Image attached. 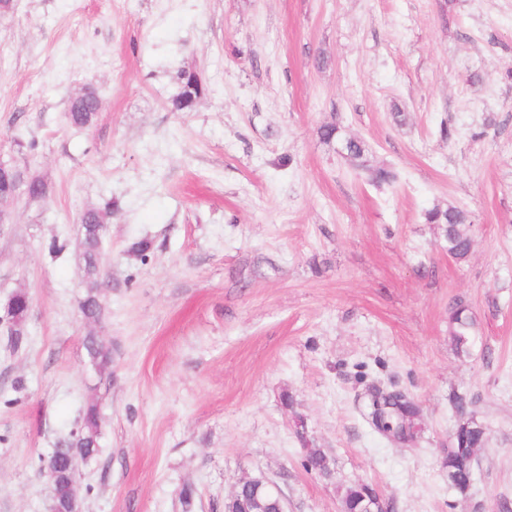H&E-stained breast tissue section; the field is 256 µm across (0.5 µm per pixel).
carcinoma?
Wrapping results in <instances>:
<instances>
[{
	"instance_id": "obj_1",
	"label": "carcinoma",
	"mask_w": 512,
	"mask_h": 512,
	"mask_svg": "<svg viewBox=\"0 0 512 512\" xmlns=\"http://www.w3.org/2000/svg\"><path fill=\"white\" fill-rule=\"evenodd\" d=\"M180 85L179 92L170 99L169 105L173 112H191L198 100L204 94V88L194 71L181 69L177 72ZM99 98L94 90L87 88L79 97L72 96L67 110V120L76 127L90 125L98 107ZM343 151L353 166L367 177V180L377 187L392 186L398 181V174L385 167H373L367 164L365 158L368 147L366 143L347 139ZM50 194L48 184L39 177L31 179L27 185V197L31 199H46ZM112 214V204L102 208H90L80 218L83 259L85 271L89 279L87 293L82 303V314L86 320L94 322L102 313L100 289L103 283L98 271L96 257L105 230V219ZM429 224L440 226L441 237L448 255L458 261H464L470 254L472 240L469 234L470 221L468 214L456 207L445 210L433 209L426 214ZM30 300L27 294L18 293L13 300L10 311L15 327L14 346H19L22 336V326L25 321ZM475 320L469 306L461 301H455L449 312V336L458 357L470 355L471 341L474 335ZM90 362L99 372H104L111 361V352L105 344L94 336L85 340ZM371 408L366 416L370 427L380 435L393 433L410 441L419 432V418L411 406L397 408L388 407L387 398L382 393V387L373 386L370 393ZM453 411L457 417L456 428L452 434L444 466L448 472L449 484L460 494L467 493L473 466L477 459V451L485 447L487 432L475 418V400L465 392L455 393L451 398ZM100 411L95 403L84 407L77 428L68 437L58 442L53 449L55 469L53 471L52 506L60 510L65 508V500L71 492L72 465L76 459L90 461L100 452L99 448ZM370 486L355 482L342 492L344 512H367L364 496Z\"/></svg>"
}]
</instances>
